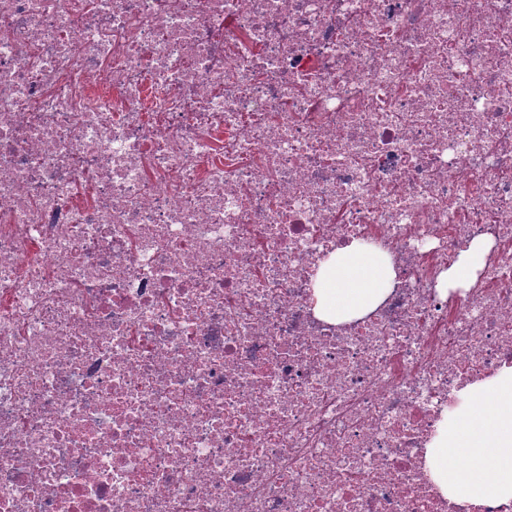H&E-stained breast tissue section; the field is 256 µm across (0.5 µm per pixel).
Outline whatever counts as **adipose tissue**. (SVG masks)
I'll use <instances>...</instances> for the list:
<instances>
[{"instance_id":"adipose-tissue-1","label":"adipose tissue","mask_w":512,"mask_h":512,"mask_svg":"<svg viewBox=\"0 0 512 512\" xmlns=\"http://www.w3.org/2000/svg\"><path fill=\"white\" fill-rule=\"evenodd\" d=\"M491 247L487 238L466 242L442 289L469 287ZM394 278L385 253L352 242L320 264L312 293L314 313L333 324L361 318L384 300ZM460 398L468 407L441 425L427 454L429 474L455 501L512 502V368L468 387Z\"/></svg>"}]
</instances>
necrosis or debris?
Wrapping results in <instances>:
<instances>
[{"label":"necrosis or debris","instance_id":"4bbe7bcc","mask_svg":"<svg viewBox=\"0 0 512 512\" xmlns=\"http://www.w3.org/2000/svg\"><path fill=\"white\" fill-rule=\"evenodd\" d=\"M506 368L512 0H0V512H512L426 461ZM492 247V241L487 238L473 239L466 242L459 253L458 261L445 274L440 288H468L476 273L485 263L487 254ZM394 278L385 253L353 241L320 264L312 293L314 313L333 324L361 318L384 300Z\"/></svg>","mask_w":512,"mask_h":512}]
</instances>
